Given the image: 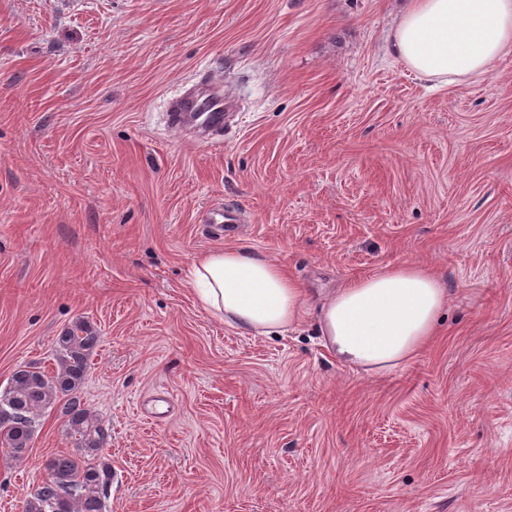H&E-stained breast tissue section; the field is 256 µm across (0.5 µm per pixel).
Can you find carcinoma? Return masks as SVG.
Listing matches in <instances>:
<instances>
[{
	"mask_svg": "<svg viewBox=\"0 0 512 512\" xmlns=\"http://www.w3.org/2000/svg\"><path fill=\"white\" fill-rule=\"evenodd\" d=\"M99 343L93 326L78 320L56 339L55 367L24 366L0 393V447L23 461L32 447L36 423L59 409L79 455H56L53 483H41L23 504V512H103L112 484V467L98 458L105 435L97 415L82 401L80 390Z\"/></svg>",
	"mask_w": 512,
	"mask_h": 512,
	"instance_id": "cac0c4a2",
	"label": "carcinoma"
}]
</instances>
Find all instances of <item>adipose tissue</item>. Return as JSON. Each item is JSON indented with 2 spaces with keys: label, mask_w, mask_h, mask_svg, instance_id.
I'll return each instance as SVG.
<instances>
[{
  "label": "adipose tissue",
  "mask_w": 512,
  "mask_h": 512,
  "mask_svg": "<svg viewBox=\"0 0 512 512\" xmlns=\"http://www.w3.org/2000/svg\"><path fill=\"white\" fill-rule=\"evenodd\" d=\"M509 48L512 0H409L391 37L398 59L443 84L489 73ZM191 282L205 312L244 333H283L306 313L303 286L270 257L241 245L198 255ZM447 298L431 271L390 266L324 297L318 326L343 364L379 375L426 347Z\"/></svg>",
  "instance_id": "ef3b65f1"
}]
</instances>
